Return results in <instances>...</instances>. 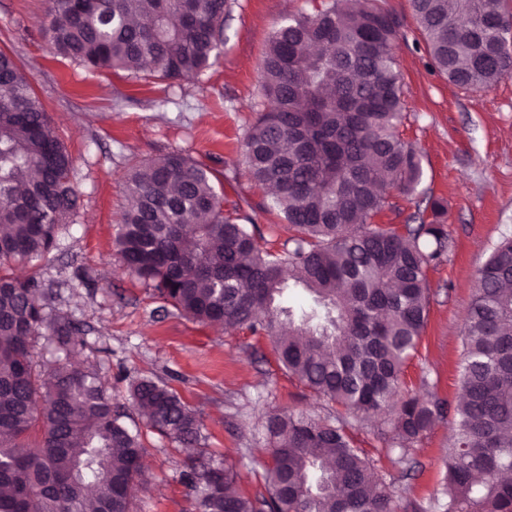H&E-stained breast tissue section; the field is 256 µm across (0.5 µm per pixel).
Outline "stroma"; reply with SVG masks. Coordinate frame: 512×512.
<instances>
[{"mask_svg": "<svg viewBox=\"0 0 512 512\" xmlns=\"http://www.w3.org/2000/svg\"><path fill=\"white\" fill-rule=\"evenodd\" d=\"M370 2L402 21L395 55L407 118L400 134L422 155L418 198L446 201L455 243L447 262L428 270V321L403 380L409 390L452 403L475 274L502 236L512 234V76L484 91L456 87L434 66L407 0ZM308 7V0H230L219 62L199 76L164 81L92 70L57 55L45 31L46 0H0V49L32 77L76 159L78 210L57 250L37 269L52 288L45 312L75 323L77 362L92 368L117 401L126 402L135 380L153 377L202 422L200 445L190 450L145 431L152 479L136 491L135 512H194L183 480L194 458L232 465L244 494L263 491L255 461L264 455L259 430L266 411L287 405L329 411L282 368L267 336L227 333L186 317L124 270L115 249L129 167L174 150L214 170L225 209L246 203V215L269 247L288 240L291 229L279 213L264 209L266 193L250 179L239 144L267 106L261 60L273 30ZM78 276L85 287L70 288ZM352 433L377 472L405 488L409 512H437L450 420L412 443L408 474L377 424H353Z\"/></svg>", "mask_w": 512, "mask_h": 512, "instance_id": "35a3bbf8", "label": "stroma"}]
</instances>
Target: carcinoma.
Returning a JSON list of instances; mask_svg holds the SVG:
<instances>
[{"instance_id":"carcinoma-1","label":"carcinoma","mask_w":512,"mask_h":512,"mask_svg":"<svg viewBox=\"0 0 512 512\" xmlns=\"http://www.w3.org/2000/svg\"><path fill=\"white\" fill-rule=\"evenodd\" d=\"M435 66L453 85L487 90L512 76L503 0H408ZM228 0H47L53 50L90 69L194 77L218 61ZM398 17L368 0H320L274 29L263 93L240 152L265 204L296 234L265 248L241 207L224 213L212 170L180 151L133 166L115 244L126 270L185 316L271 338L284 369L344 410L286 406L266 420L265 491L243 495L213 459L186 473L195 512H398L403 491L359 448L347 418H388L408 445L450 417L441 512H512V236L477 271L462 336L455 404L401 387L430 304L427 270L454 241L446 207L432 220L376 222L397 191L422 183L404 119L393 45ZM75 159L30 75L0 50V263L49 255L79 206ZM42 282L0 274V512H132L147 482L141 430L98 375L75 368L73 322L44 313ZM55 341L53 378L36 370L35 336ZM129 400L159 435L199 444L202 423L165 383L137 379Z\"/></svg>"}]
</instances>
